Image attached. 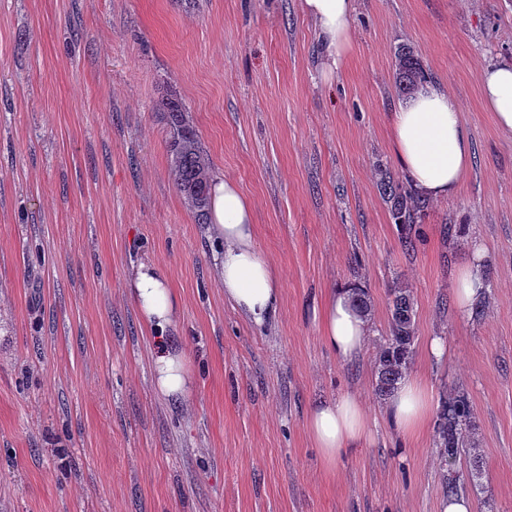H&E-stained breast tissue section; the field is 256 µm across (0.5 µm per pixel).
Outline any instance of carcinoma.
Here are the masks:
<instances>
[{"label":"carcinoma","instance_id":"1","mask_svg":"<svg viewBox=\"0 0 512 512\" xmlns=\"http://www.w3.org/2000/svg\"><path fill=\"white\" fill-rule=\"evenodd\" d=\"M395 86L403 97L412 95L425 79L420 60L408 44L398 47L394 63ZM167 113L171 130L170 166L175 184L185 202L196 212L198 219H207L209 186L212 173L210 158L203 149L198 135L189 120L188 109L178 97L171 95L161 103ZM380 190L390 205L394 223L405 230L404 247H413V225L419 223L427 210L426 200L411 188L404 187L389 172L381 176ZM389 336L386 345L376 358L375 395L389 396L401 381L413 355L415 340V309L411 291L401 285L391 289ZM466 398H456L438 423V445L442 462L456 461L463 444V422L469 416Z\"/></svg>","mask_w":512,"mask_h":512}]
</instances>
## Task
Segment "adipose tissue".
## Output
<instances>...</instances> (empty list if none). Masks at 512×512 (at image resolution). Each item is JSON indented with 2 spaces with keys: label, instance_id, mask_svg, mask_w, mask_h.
<instances>
[{
  "label": "adipose tissue",
  "instance_id": "ef3b65f1",
  "mask_svg": "<svg viewBox=\"0 0 512 512\" xmlns=\"http://www.w3.org/2000/svg\"><path fill=\"white\" fill-rule=\"evenodd\" d=\"M301 10L319 31L320 73L324 81H332L353 46L354 0H301ZM481 96L497 126L512 132V61L485 68ZM391 138L401 168L420 196L453 197L472 167V146L460 105L438 84H421L394 112ZM209 211L211 231L221 242L217 267L224 298L254 323H262L277 312L283 288L271 261L256 243L253 205L235 180L218 175L212 180ZM129 289L144 329L155 339L152 376L157 393L185 400L193 389V378L184 350L168 334L179 301L167 273L156 264H140ZM354 294L351 287L333 290L321 312L322 340L342 361L352 360L372 331ZM430 409L426 393L411 376L402 378L386 402L388 419L406 432L418 430ZM306 426L329 467L371 436L364 404L350 395L317 402Z\"/></svg>",
  "mask_w": 512,
  "mask_h": 512
}]
</instances>
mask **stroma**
Masks as SVG:
<instances>
[{
  "mask_svg": "<svg viewBox=\"0 0 512 512\" xmlns=\"http://www.w3.org/2000/svg\"><path fill=\"white\" fill-rule=\"evenodd\" d=\"M353 25L328 84L300 0H0V512H438L476 451L474 512H512V133L479 85L512 60V0H355ZM403 43L460 103L473 149L411 254L380 192L382 170L403 175L390 135ZM172 94L213 174L254 207L283 286L264 324L225 301L218 245L175 185L158 110ZM475 242L487 294L463 316L454 288ZM146 259L180 299L184 403L155 392L127 296ZM398 284L415 303L408 373L433 401L412 434L374 393ZM349 285L373 334L342 362L320 311ZM345 394L371 439L329 469L306 417ZM458 396L470 417L446 467L435 431Z\"/></svg>",
  "mask_w": 512,
  "mask_h": 512,
  "instance_id": "stroma-1",
  "label": "stroma"
}]
</instances>
